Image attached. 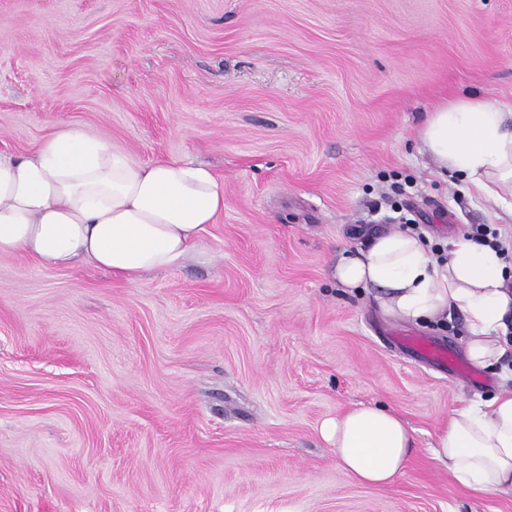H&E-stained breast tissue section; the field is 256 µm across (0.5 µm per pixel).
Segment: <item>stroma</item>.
Listing matches in <instances>:
<instances>
[{
	"label": "stroma",
	"instance_id": "35a3bbf8",
	"mask_svg": "<svg viewBox=\"0 0 512 512\" xmlns=\"http://www.w3.org/2000/svg\"><path fill=\"white\" fill-rule=\"evenodd\" d=\"M465 95L512 102V0H0V152L68 125L224 185L196 251L132 283L0 256V512H512L428 452L498 367L397 341L465 363L463 315L388 319L333 276L356 227L512 235L420 149ZM360 405L412 430L390 485L319 433ZM404 341L442 365L449 368L455 366L453 359L448 355V349L444 346H439L416 337H407L404 338Z\"/></svg>",
	"mask_w": 512,
	"mask_h": 512
}]
</instances>
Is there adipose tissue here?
Wrapping results in <instances>:
<instances>
[{"mask_svg": "<svg viewBox=\"0 0 512 512\" xmlns=\"http://www.w3.org/2000/svg\"><path fill=\"white\" fill-rule=\"evenodd\" d=\"M439 174L454 173L495 203L512 199V103L459 96L440 101L419 131ZM224 211V187L208 167L177 158L141 161L103 137L64 127L27 155L0 152V256L43 265L83 263L133 282L168 270ZM344 287L373 289L384 317L440 323L465 318V356L499 366L512 346V273L501 251L460 234L444 256L417 233L394 227L355 253H339ZM340 467L364 485L404 474L412 436L396 413L361 406L324 420ZM460 484L483 493L512 490V388L452 412L429 448Z\"/></svg>", "mask_w": 512, "mask_h": 512, "instance_id": "adipose-tissue-1", "label": "adipose tissue"}]
</instances>
